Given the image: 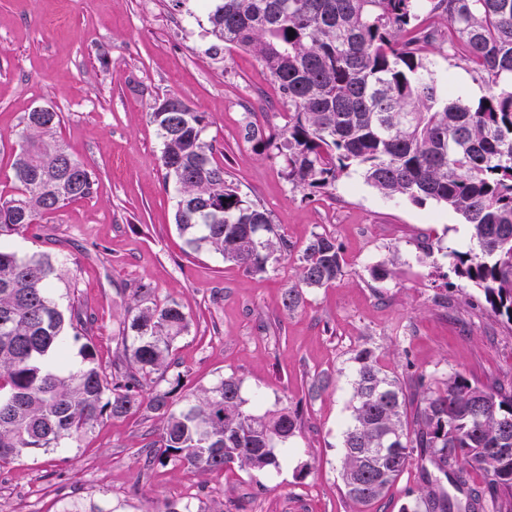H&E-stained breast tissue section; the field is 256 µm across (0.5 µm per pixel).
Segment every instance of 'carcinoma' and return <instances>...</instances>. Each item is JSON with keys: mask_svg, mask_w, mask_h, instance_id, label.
I'll return each instance as SVG.
<instances>
[{"mask_svg": "<svg viewBox=\"0 0 512 512\" xmlns=\"http://www.w3.org/2000/svg\"><path fill=\"white\" fill-rule=\"evenodd\" d=\"M201 7L212 49L251 52L278 85L284 125L267 133L250 123L244 138L276 150L288 183L324 190L355 169L385 197L446 205L475 242L451 254L450 272L512 325V0H202ZM425 17L443 18L448 35L423 26ZM432 45L481 72L484 94L472 100L435 77L424 55ZM149 116L163 180L181 191L176 228L194 251L251 274L297 256L298 281L283 296L289 312L304 305L307 290L343 275L335 238L315 233L299 249L240 192L204 137L203 113L169 96L155 100ZM59 124L56 111L27 113L12 154L15 193L0 195V467L33 449L59 448L105 415L146 410L162 423L151 466L278 468L276 449L300 431L298 413L246 409L233 375L178 399L174 344L191 325L178 303L128 308L112 380L88 339L80 362H71L65 330L73 320L54 296L56 264L5 243L95 190V172L67 151ZM353 362L341 460L347 497L364 506L382 500L418 458L468 499L454 502L423 467L422 485L407 489L401 512H512V389L478 386L459 372L406 385L371 347ZM381 447L390 452L369 455Z\"/></svg>", "mask_w": 512, "mask_h": 512, "instance_id": "obj_1", "label": "carcinoma"}]
</instances>
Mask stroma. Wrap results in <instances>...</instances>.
<instances>
[{"instance_id": "35a3bbf8", "label": "stroma", "mask_w": 512, "mask_h": 512, "mask_svg": "<svg viewBox=\"0 0 512 512\" xmlns=\"http://www.w3.org/2000/svg\"><path fill=\"white\" fill-rule=\"evenodd\" d=\"M207 14L197 0H0V193L13 180L12 150L25 114L50 105L58 137L95 169L86 198L39 218L10 238L22 255L59 263L55 297L78 314L96 359L115 373L124 315L139 283L150 304L178 302L192 320L175 342L184 392L233 374L245 400L298 409L302 428L279 449V469L222 474L167 465L147 469L142 450L160 421L143 411L102 418L61 448L35 449L0 468L12 501L0 512H163L191 502L195 512H400L420 482L412 465L378 503L348 499L339 475L353 401L352 357L376 348L403 382L461 372L479 386L512 385V326L488 311L480 292L441 273L447 255L467 250L461 218L435 202L388 199L351 175L311 197L289 184L271 149L246 141L253 122H282L278 86L253 54L213 53ZM433 73L469 98L480 74L465 61L426 51ZM179 96L205 116L206 140L220 151L230 180L266 208L295 245L313 233L333 236L345 259L336 284L307 292L304 308L285 312L284 288L296 282V258L273 260L262 275L219 256L193 252L175 226L178 193L159 168L161 141L148 112L154 99ZM440 239L444 253L424 257L417 244ZM390 273L373 280L369 268ZM327 390L310 399L318 375Z\"/></svg>"}]
</instances>
